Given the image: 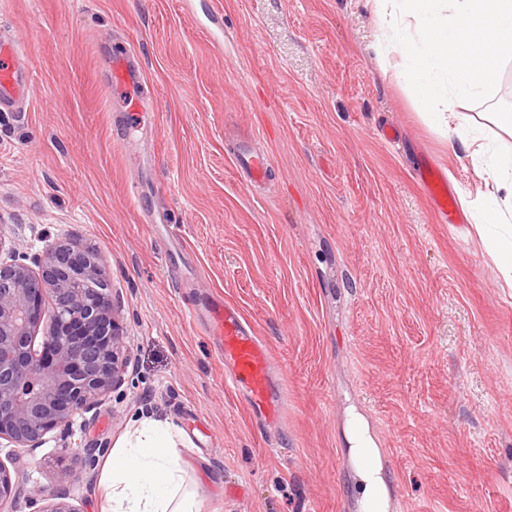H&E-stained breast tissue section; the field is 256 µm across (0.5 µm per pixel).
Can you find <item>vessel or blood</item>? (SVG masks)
I'll list each match as a JSON object with an SVG mask.
<instances>
[{"mask_svg":"<svg viewBox=\"0 0 512 512\" xmlns=\"http://www.w3.org/2000/svg\"><path fill=\"white\" fill-rule=\"evenodd\" d=\"M24 53L0 30V110L13 111L28 105L27 66ZM415 178L434 205L441 219L459 211V200L447 178L434 166H419ZM208 331L219 339L218 354L224 362V384L245 397L254 418L261 422L279 418L284 400V385L272 372V356L240 310L215 299L207 308Z\"/></svg>","mask_w":512,"mask_h":512,"instance_id":"vessel-or-blood-1","label":"vessel or blood"}]
</instances>
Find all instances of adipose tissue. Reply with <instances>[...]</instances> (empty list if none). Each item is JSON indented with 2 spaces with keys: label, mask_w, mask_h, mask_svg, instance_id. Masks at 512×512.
<instances>
[{
  "label": "adipose tissue",
  "mask_w": 512,
  "mask_h": 512,
  "mask_svg": "<svg viewBox=\"0 0 512 512\" xmlns=\"http://www.w3.org/2000/svg\"><path fill=\"white\" fill-rule=\"evenodd\" d=\"M173 424L141 417L130 436L118 442L102 464L104 512H199L184 490L183 467ZM350 462L359 484L360 512H391L380 450L366 421L350 412L346 433Z\"/></svg>",
  "instance_id": "adipose-tissue-1"
}]
</instances>
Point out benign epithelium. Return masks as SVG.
Returning <instances> with one entry per match:
<instances>
[{
  "instance_id": "1",
  "label": "benign epithelium",
  "mask_w": 512,
  "mask_h": 512,
  "mask_svg": "<svg viewBox=\"0 0 512 512\" xmlns=\"http://www.w3.org/2000/svg\"><path fill=\"white\" fill-rule=\"evenodd\" d=\"M8 258L3 259L1 255ZM43 329L42 351L33 339ZM127 354L97 254L65 239L30 257L0 238V441L39 448L97 412L124 380ZM15 486L0 460V507ZM37 512H79L62 491Z\"/></svg>"
}]
</instances>
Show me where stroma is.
<instances>
[{
	"label": "stroma",
	"mask_w": 512,
	"mask_h": 512,
	"mask_svg": "<svg viewBox=\"0 0 512 512\" xmlns=\"http://www.w3.org/2000/svg\"><path fill=\"white\" fill-rule=\"evenodd\" d=\"M2 24L33 70L27 112H0V235L94 250L129 351L79 445L58 428L19 450L12 512H34V482L101 512L102 451L142 415L178 428L201 512H358L351 406L395 512H512V288L475 228L485 177L422 114L400 48L376 52L374 0H0ZM116 56L140 87L109 80ZM243 152L267 157L263 182ZM427 159L462 223H439L414 175ZM211 297L287 381L271 428L185 304Z\"/></svg>",
	"instance_id": "35a3bbf8"
}]
</instances>
